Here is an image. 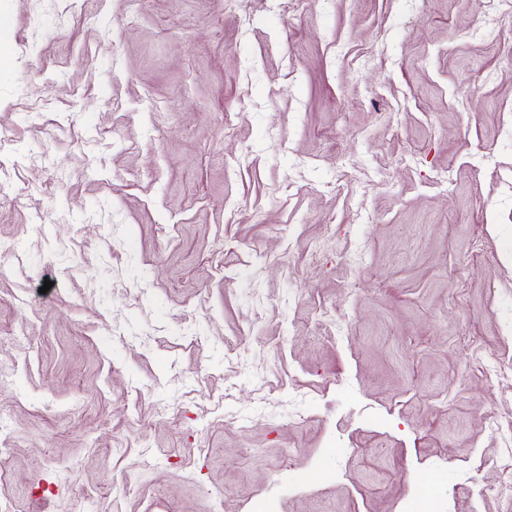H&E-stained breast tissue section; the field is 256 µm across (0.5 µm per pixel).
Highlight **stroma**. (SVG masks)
Masks as SVG:
<instances>
[{"label": "stroma", "mask_w": 512, "mask_h": 512, "mask_svg": "<svg viewBox=\"0 0 512 512\" xmlns=\"http://www.w3.org/2000/svg\"><path fill=\"white\" fill-rule=\"evenodd\" d=\"M0 512H512V0H0Z\"/></svg>", "instance_id": "obj_1"}]
</instances>
